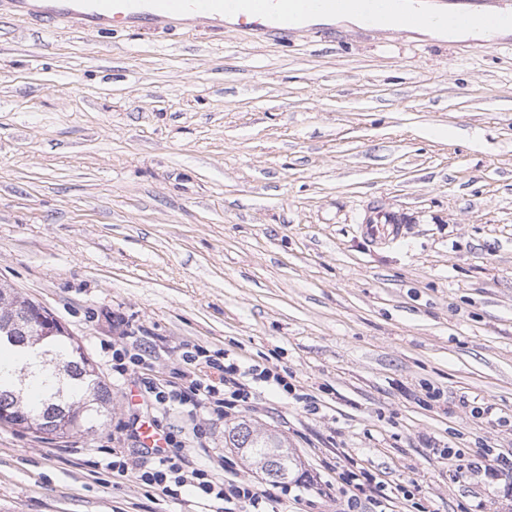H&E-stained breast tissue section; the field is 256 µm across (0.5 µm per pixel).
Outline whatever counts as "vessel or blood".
Returning a JSON list of instances; mask_svg holds the SVG:
<instances>
[{"instance_id":"vessel-or-blood-1","label":"vessel or blood","mask_w":512,"mask_h":512,"mask_svg":"<svg viewBox=\"0 0 512 512\" xmlns=\"http://www.w3.org/2000/svg\"><path fill=\"white\" fill-rule=\"evenodd\" d=\"M396 0H0V11L50 29L103 32H247L254 41L286 43L306 18L356 14L374 25L392 19ZM435 26L464 31L487 24L512 32V0H447ZM405 226L394 213L376 212L361 232L372 242H395Z\"/></svg>"}]
</instances>
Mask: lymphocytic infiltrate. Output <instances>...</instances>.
<instances>
[{
  "mask_svg": "<svg viewBox=\"0 0 512 512\" xmlns=\"http://www.w3.org/2000/svg\"><path fill=\"white\" fill-rule=\"evenodd\" d=\"M146 350V342L140 336L131 337L129 343L113 349V375L119 378L138 375L158 413L184 409L196 420L192 432L198 439L204 435L203 422L221 420L225 409L254 399L258 385L273 383L284 393L292 391L287 378L270 368L254 366L244 370L237 362H221L219 355L209 354L201 347L183 353L182 359L190 366L192 378L186 388L180 389L149 374ZM165 442V447L151 449L152 464L143 469L133 459L113 454L110 463L113 473L136 472L141 483L173 500L181 499L183 492L189 489L199 504L223 501L227 505L225 512H238L242 507L249 508L250 512H266V492L246 481L224 479L211 469L187 466L182 455L184 443L174 433H166ZM340 478L339 493L349 512H354L362 497L372 493L381 495L386 490L384 484L377 482L374 475L354 459L345 465Z\"/></svg>",
  "mask_w": 512,
  "mask_h": 512,
  "instance_id": "f902f5d3",
  "label": "lymphocytic infiltrate"
}]
</instances>
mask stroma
<instances>
[{
    "label": "stroma",
    "instance_id": "stroma-1",
    "mask_svg": "<svg viewBox=\"0 0 512 512\" xmlns=\"http://www.w3.org/2000/svg\"><path fill=\"white\" fill-rule=\"evenodd\" d=\"M405 238L372 245L373 207ZM0 280L74 336L112 391L96 432L0 425V512H196L108 452L149 420L113 377L118 327L290 375L212 427L192 466L223 456L274 512H343L347 458L388 485L385 512H512L439 449L512 457V45L461 55L399 27L84 35L0 16ZM440 391L439 400L426 397ZM496 409L493 419L475 408ZM249 421L287 437L290 493L225 447Z\"/></svg>",
    "mask_w": 512,
    "mask_h": 512
}]
</instances>
